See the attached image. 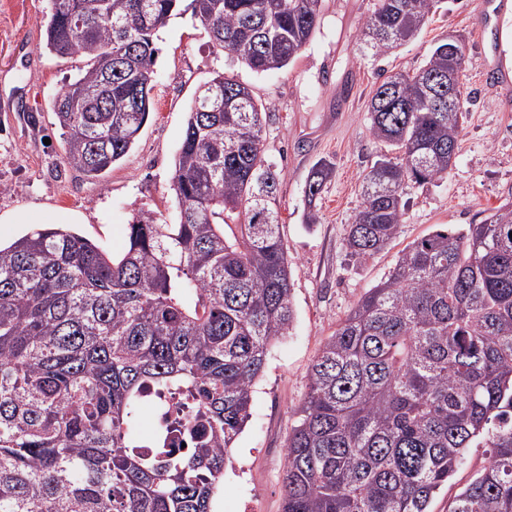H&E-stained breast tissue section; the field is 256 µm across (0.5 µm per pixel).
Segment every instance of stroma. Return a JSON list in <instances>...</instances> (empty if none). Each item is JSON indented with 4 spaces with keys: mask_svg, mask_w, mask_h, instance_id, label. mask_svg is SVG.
<instances>
[{
    "mask_svg": "<svg viewBox=\"0 0 512 512\" xmlns=\"http://www.w3.org/2000/svg\"><path fill=\"white\" fill-rule=\"evenodd\" d=\"M377 0H323L318 27L285 68L255 73L181 7L154 35L153 111L136 145L103 179L85 177L63 161L62 132L52 103L80 59L43 49L51 0H0V213L24 208L94 241L113 254L127 244L138 211L179 221L171 187L174 159L188 109L216 73L250 87L266 109L265 157L279 178L280 232L293 281V328L276 342L254 388L251 418L231 450L224 491L213 512H282L286 440L308 387L309 368L348 309L376 285L412 241L441 227L479 223L512 202V83L487 90L482 72L498 62L512 74V0H497L500 22L487 23L483 0H448L415 39L376 57L360 38ZM462 39L460 75L466 118L447 177L408 184L401 231L382 252L356 262L344 237L361 201L362 176L382 145L369 129L367 102L389 74L421 65L448 37ZM331 161L335 173L320 199L318 223L303 221L313 166ZM487 462L484 448L466 461L431 503L448 512L454 495Z\"/></svg>",
    "mask_w": 512,
    "mask_h": 512,
    "instance_id": "1",
    "label": "stroma"
}]
</instances>
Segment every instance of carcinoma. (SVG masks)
I'll use <instances>...</instances> for the list:
<instances>
[{
	"instance_id": "obj_1",
	"label": "carcinoma",
	"mask_w": 512,
	"mask_h": 512,
	"mask_svg": "<svg viewBox=\"0 0 512 512\" xmlns=\"http://www.w3.org/2000/svg\"><path fill=\"white\" fill-rule=\"evenodd\" d=\"M179 0H52L45 47L86 59L56 96L64 162L100 179L152 111L155 31ZM322 0H192L212 42L256 73L280 70ZM439 0H378L374 55L417 37ZM464 44H438L367 104L384 153L344 238L361 262L398 235L404 187L448 174L463 128ZM453 75L456 95L448 103ZM263 106L222 74L187 115L172 189L180 222L150 213L111 255L65 228L0 246V512H213L269 346L294 321L277 174ZM334 172L311 170L304 223ZM174 408L141 444L143 394ZM286 442L283 512H430L478 442L489 462L449 512H512V204L401 251L309 369ZM187 442L190 447H182Z\"/></svg>"
}]
</instances>
